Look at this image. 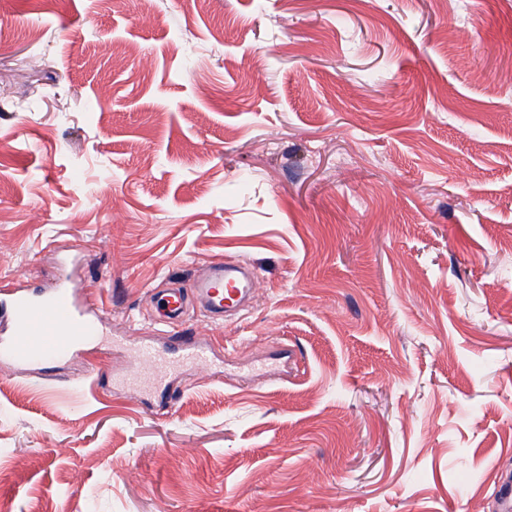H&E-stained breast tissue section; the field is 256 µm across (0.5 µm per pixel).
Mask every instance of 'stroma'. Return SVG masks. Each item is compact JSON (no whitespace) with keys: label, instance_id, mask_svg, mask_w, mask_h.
I'll use <instances>...</instances> for the list:
<instances>
[{"label":"stroma","instance_id":"obj_1","mask_svg":"<svg viewBox=\"0 0 512 512\" xmlns=\"http://www.w3.org/2000/svg\"><path fill=\"white\" fill-rule=\"evenodd\" d=\"M0 0V290L101 341L0 359L9 512H500L512 0ZM259 278L159 404L149 291Z\"/></svg>","mask_w":512,"mask_h":512}]
</instances>
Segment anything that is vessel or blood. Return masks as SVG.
<instances>
[{"label": "vessel or blood", "mask_w": 512, "mask_h": 512, "mask_svg": "<svg viewBox=\"0 0 512 512\" xmlns=\"http://www.w3.org/2000/svg\"><path fill=\"white\" fill-rule=\"evenodd\" d=\"M257 277L228 262H215L197 278L192 289L158 288L155 301L171 334L156 347H135L134 371L151 381L152 391L169 396L168 383L184 366H207V348L178 326L190 300H197L209 320H223L226 312L242 307L256 293ZM99 305L78 298L67 282L47 291L13 290L0 299V357L17 364L33 365L74 357L77 344L99 336L103 322Z\"/></svg>", "instance_id": "b4317fda"}]
</instances>
